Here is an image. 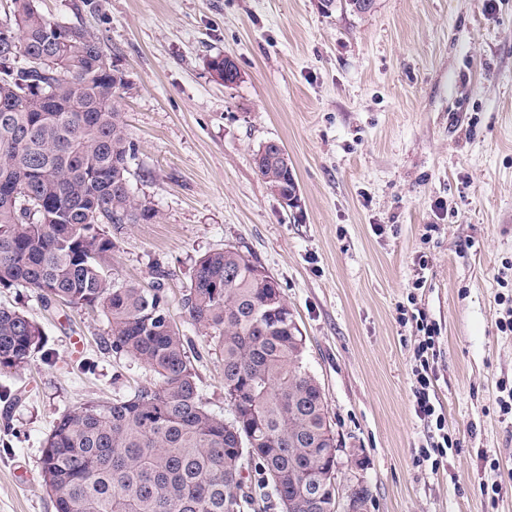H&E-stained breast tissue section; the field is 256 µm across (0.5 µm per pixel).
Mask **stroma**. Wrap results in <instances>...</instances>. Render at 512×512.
<instances>
[{
    "label": "stroma",
    "instance_id": "stroma-1",
    "mask_svg": "<svg viewBox=\"0 0 512 512\" xmlns=\"http://www.w3.org/2000/svg\"><path fill=\"white\" fill-rule=\"evenodd\" d=\"M49 20L94 33L129 85L135 194L158 217L109 224L121 279L165 272L169 312L192 346L209 408L224 371L181 299L195 262L227 245L275 279L305 337L338 444L339 512H512V0H376L362 16L319 0H38ZM231 56L227 88L208 69ZM268 140L293 161L290 210L258 176ZM45 346L0 387V512H55L42 442L64 412L150 382L106 349L98 309L0 288ZM413 305L435 324L434 403L459 448L433 451L413 407ZM500 484L496 501L483 485Z\"/></svg>",
    "mask_w": 512,
    "mask_h": 512
}]
</instances>
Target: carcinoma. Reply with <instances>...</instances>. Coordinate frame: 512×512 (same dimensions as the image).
<instances>
[{"label":"carcinoma","mask_w":512,"mask_h":512,"mask_svg":"<svg viewBox=\"0 0 512 512\" xmlns=\"http://www.w3.org/2000/svg\"><path fill=\"white\" fill-rule=\"evenodd\" d=\"M0 21V288L102 308L107 344L153 374L129 395L61 415L43 443L41 474L55 512H243L242 468L282 512H336V435L324 393L304 367L293 319L271 313L265 268L236 246L205 253L182 298L224 365L230 416L211 411L158 283L111 276L116 244L104 224H150L133 192L135 143L121 112L125 83L95 35L45 18L36 0H9ZM40 60L31 70L28 59ZM208 69L231 87L234 59ZM271 189L299 190L284 147L253 157ZM43 347L40 327L0 306V371Z\"/></svg>","instance_id":"cac0c4a2"}]
</instances>
